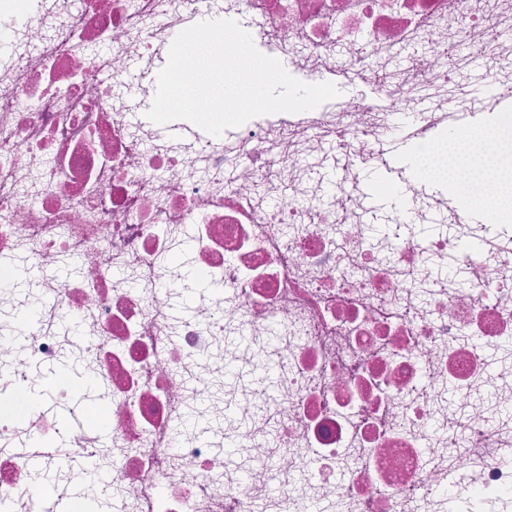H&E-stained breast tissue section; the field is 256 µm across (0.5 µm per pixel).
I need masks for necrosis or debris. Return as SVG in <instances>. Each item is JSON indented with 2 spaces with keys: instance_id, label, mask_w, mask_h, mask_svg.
<instances>
[{
  "instance_id": "necrosis-or-debris-1",
  "label": "necrosis or debris",
  "mask_w": 512,
  "mask_h": 512,
  "mask_svg": "<svg viewBox=\"0 0 512 512\" xmlns=\"http://www.w3.org/2000/svg\"><path fill=\"white\" fill-rule=\"evenodd\" d=\"M209 14L374 98L164 138L141 102ZM511 29L512 0H0V512L86 482L31 463V437L58 447L38 397L63 363L109 435L98 512H512V225L468 176L500 143L454 191L427 174L473 56L500 66L484 120L512 138ZM415 109L401 189L430 230L379 234L357 168ZM31 295L49 311L27 324Z\"/></svg>"
}]
</instances>
